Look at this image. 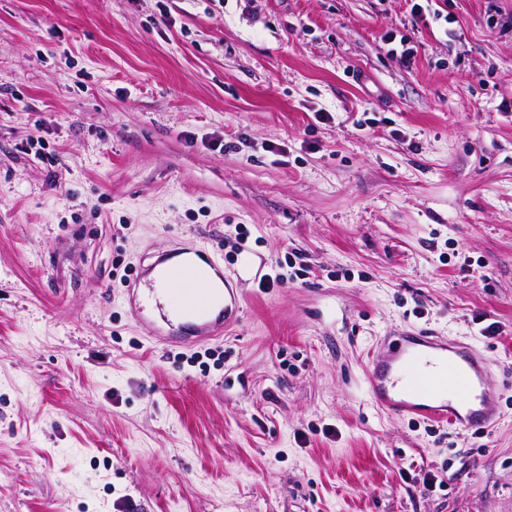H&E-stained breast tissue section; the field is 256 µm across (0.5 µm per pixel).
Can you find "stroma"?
Segmentation results:
<instances>
[{
	"label": "stroma",
	"mask_w": 512,
	"mask_h": 512,
	"mask_svg": "<svg viewBox=\"0 0 512 512\" xmlns=\"http://www.w3.org/2000/svg\"><path fill=\"white\" fill-rule=\"evenodd\" d=\"M411 6L0 0V512H512V0ZM242 225L275 285L204 373L117 270ZM421 330L491 428L375 405Z\"/></svg>",
	"instance_id": "1"
}]
</instances>
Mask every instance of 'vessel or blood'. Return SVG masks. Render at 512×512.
Returning <instances> with one entry per match:
<instances>
[{
  "label": "vessel or blood",
  "instance_id": "b4317fda",
  "mask_svg": "<svg viewBox=\"0 0 512 512\" xmlns=\"http://www.w3.org/2000/svg\"><path fill=\"white\" fill-rule=\"evenodd\" d=\"M208 246H195L164 262V283L183 298L186 317L177 333L161 342L191 348L222 334L242 299L197 277L200 264L216 265ZM367 389L373 401L397 417L418 416L464 431L489 428L496 419V388L481 358L468 343L436 336H393L371 361Z\"/></svg>",
  "mask_w": 512,
  "mask_h": 512
}]
</instances>
